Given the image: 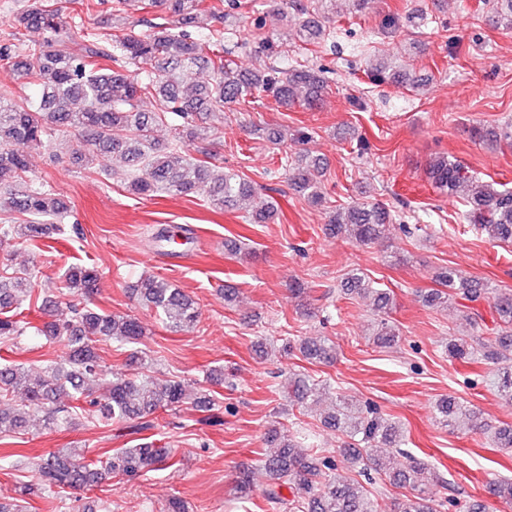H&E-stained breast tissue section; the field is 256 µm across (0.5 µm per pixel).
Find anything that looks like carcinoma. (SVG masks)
Listing matches in <instances>:
<instances>
[{
    "label": "carcinoma",
    "mask_w": 512,
    "mask_h": 512,
    "mask_svg": "<svg viewBox=\"0 0 512 512\" xmlns=\"http://www.w3.org/2000/svg\"><path fill=\"white\" fill-rule=\"evenodd\" d=\"M342 1L360 12L377 4V0H310L308 4L287 0L286 8L295 21L290 46L319 44L328 38L326 24L336 18ZM111 4L115 18L137 7L146 31L108 37L84 34L81 15L67 16L50 0H26L11 20L16 34L40 32L43 39L33 44L0 45V62L8 65L12 82L38 88L35 99L0 89V214L26 216L19 224L1 227L0 237L33 246L50 235L68 213L64 199L43 187L27 185L31 162L15 148L24 144L50 151L57 132H76L84 138L87 151L73 157L77 164H91L100 156L121 163L129 174L127 189L133 195H202L219 209L253 199L251 220L266 222L275 208L257 200L259 191L253 185L206 157L186 158L183 153L216 134V122H224V110L246 102L257 90L271 92L283 106L301 101L310 109L317 107L328 87L324 71L301 64L283 70L275 62L262 72L232 66L224 59V0L207 6L203 0H111ZM160 5L175 17V26L149 18L151 9ZM493 10L496 26L511 30L512 0H493ZM146 67L148 75L139 77ZM203 71L210 74V80L192 81V76ZM370 75L377 81L401 80L412 88L419 85L417 77L387 60L372 65ZM149 96L159 100V107L143 112L139 102ZM159 125L172 127V143L158 142L155 129ZM479 135L512 149L509 122ZM323 171L320 158L304 153L290 164L288 180L294 190L318 204L322 202ZM426 176L441 193H467L471 223L489 243L512 244V190L498 188V183L479 178L445 155L429 162ZM391 221V210L383 203L352 202L332 212L326 230L371 247L379 244ZM63 277L67 288L85 295L94 293L100 279L97 269L86 264L69 266ZM34 279L28 270L0 269V340L20 335V321L12 312L31 300ZM434 283L437 287L422 294L424 304L432 308L445 309L482 296L490 300L499 318L491 335L477 342V351L464 338L449 341L448 357L472 360L477 355L494 365L493 387L500 398L512 401V290L465 279L451 267L440 269ZM344 290L348 295L373 297L377 312L374 342L384 347L396 344L398 335L387 319L393 302L390 293L357 273L347 277ZM133 291L172 329L192 326L199 319L194 299L165 278L142 276ZM37 308L48 317L38 332L62 343L65 352L45 377H31L20 364H0L1 437L25 430L31 413L42 409L47 411V425L67 427L82 402L98 408L107 420L136 419L140 431L153 427L149 416L159 410L176 411L190 400L211 403L205 395L192 396L180 380L155 382L145 359L134 373L112 374L106 401L98 402L92 398L91 385L102 380L104 370L96 343L110 339L138 344L146 334L145 326L131 316L107 314L89 305H73L70 317L61 319L57 317L58 303L49 296L43 297ZM299 350L314 362L337 359L336 345L322 337L302 341ZM328 389L329 385L302 373L288 376V399L301 405L319 401ZM436 419L446 427L486 434L499 448H512V426H497L479 419L473 411L466 413L452 396L437 401ZM324 423L344 437L338 456L358 477L341 478L336 459H318L314 449L303 448L292 434L272 429L267 437L272 451L263 457L271 483L263 496L274 512L299 508L304 512H378L377 498L370 489L375 474L378 480L396 487H411V494L394 503V512H442L449 506L458 512H480L456 498L435 496L431 486L439 483L446 491L448 482L423 463L411 461L397 468L377 454L380 444L394 447L400 443L396 424L377 409L337 398ZM172 459L170 450L151 441L119 448L98 465L86 460L79 448H61L41 459L39 472L51 488L77 490L112 475L130 478L159 470ZM283 488L291 497L283 495Z\"/></svg>",
    "instance_id": "cac0c4a2"
}]
</instances>
